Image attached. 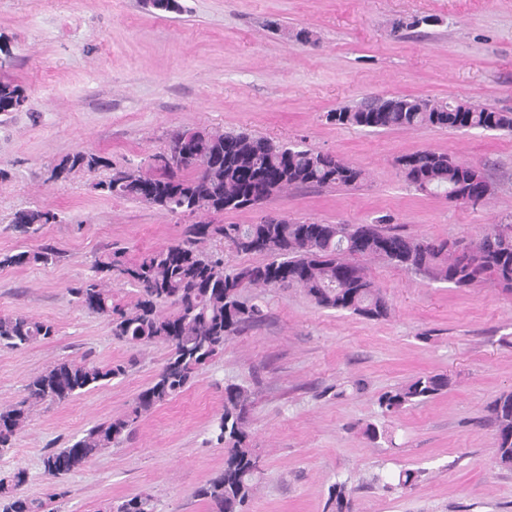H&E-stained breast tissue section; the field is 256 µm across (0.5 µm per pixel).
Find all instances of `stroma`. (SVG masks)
Wrapping results in <instances>:
<instances>
[{
  "instance_id": "1",
  "label": "stroma",
  "mask_w": 512,
  "mask_h": 512,
  "mask_svg": "<svg viewBox=\"0 0 512 512\" xmlns=\"http://www.w3.org/2000/svg\"><path fill=\"white\" fill-rule=\"evenodd\" d=\"M179 13L147 0H0V35L30 108L0 115V256L51 245L54 263L0 267V314L51 322L50 340L0 348V405L63 358L127 363L125 376L63 403L32 407L0 472H28L25 494L44 497L45 449L63 448L96 423L127 414L165 364L163 344L115 339L68 290L95 259L130 260L180 239L191 219L101 195L111 168L146 164L175 129L246 131L305 141L361 168L351 187L303 188L256 208L215 216L255 224L271 215L327 224L388 225L422 240L479 238L512 222V133L421 128L372 132L327 121L370 97L412 95L512 112V0H179ZM434 22L394 33L395 22ZM310 41L296 38L299 31ZM433 149L484 168L491 192L472 206L416 192L398 156ZM90 151L111 166L48 179L63 156ZM20 209L54 213L26 238ZM370 276L392 308L370 321L318 308L298 289L267 290V320L237 336L179 396L143 415L130 438L104 449L67 482L61 512H108L146 493L156 512H210L195 490L224 468L210 425L224 388H249L250 443L263 474L247 512H331L346 483L353 512H512V470L493 460L490 403L512 391V291L488 282L460 290L377 259ZM447 373V392L383 415L378 396ZM384 430L370 442L367 425ZM422 470L414 488L382 490Z\"/></svg>"
}]
</instances>
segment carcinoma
I'll return each instance as SVG.
<instances>
[{
	"mask_svg": "<svg viewBox=\"0 0 512 512\" xmlns=\"http://www.w3.org/2000/svg\"><path fill=\"white\" fill-rule=\"evenodd\" d=\"M13 61L0 63V114L19 111L28 103L24 88L7 72ZM326 119L338 126L390 129L436 128L483 131L512 130V113L491 107L453 104L409 95L370 99L353 108L329 112ZM182 149L167 166L149 157V170H118L95 184L107 197L131 199L174 214L202 215L187 225L184 237L130 262L122 248L108 251L93 264L95 275L69 289L80 307L101 316L112 336L137 346L164 344L170 349L162 369L135 398L124 417L101 422L65 448L51 449L41 458L52 491L43 499L22 492L26 470L17 468L0 477V512H59L54 503L65 497L68 476L86 466L102 450L117 447L145 413L184 392L194 372L224 351L234 336L261 324L266 312L257 298L245 292L257 288H299L319 307L345 311L367 320H381L390 305L366 267L355 257L382 259L404 271L470 288L493 281L512 289V223L493 230L467 246L469 262L463 265L447 240L421 241L385 229L382 224H323L266 218L257 224H216L209 217L226 211L256 207L270 197L311 186H350L363 171L350 162L298 144H281L246 132L207 129L167 134L161 152L182 137ZM396 165L415 190L458 202L489 184L474 165L454 161L448 154L423 149L396 158ZM108 159L77 151L49 169V179L65 181L80 170L110 167ZM55 214L38 209L14 213L11 226L33 238ZM219 240L238 253L262 254L266 260L228 269L224 256L206 252L202 244ZM58 258L53 247L0 257V266L47 264ZM123 275L136 288V300L123 306L112 299L108 280L112 272ZM56 334L52 323L26 315L0 314V347L22 348ZM126 373V366L63 359L27 384V398L0 408V449L12 445L29 418L33 405L64 402ZM446 373L424 374L381 394L378 404L386 414H396L424 403L448 390ZM250 392L238 384L224 387V412L212 434L224 445V470L200 487L195 496L212 512H246L245 507L261 473L259 457L251 448L245 414ZM497 434L493 448L497 466L512 470V392L497 397L490 408ZM335 512H351L346 484L332 486L328 499ZM113 512H154L152 498L135 495Z\"/></svg>",
	"mask_w": 512,
	"mask_h": 512,
	"instance_id": "obj_1",
	"label": "carcinoma"
}]
</instances>
